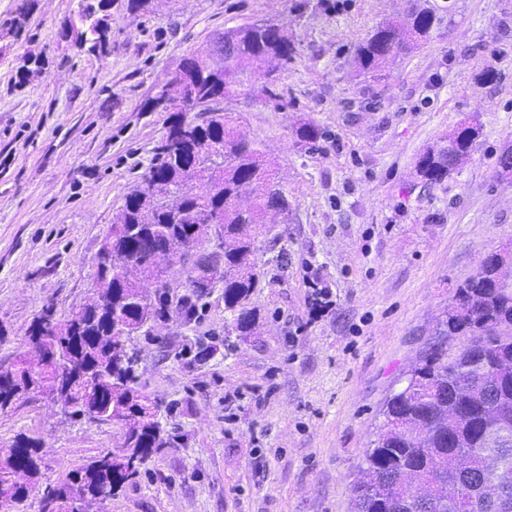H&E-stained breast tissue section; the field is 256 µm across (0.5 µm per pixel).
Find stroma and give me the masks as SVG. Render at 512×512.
<instances>
[{
  "label": "stroma",
  "mask_w": 512,
  "mask_h": 512,
  "mask_svg": "<svg viewBox=\"0 0 512 512\" xmlns=\"http://www.w3.org/2000/svg\"><path fill=\"white\" fill-rule=\"evenodd\" d=\"M447 3L416 49L364 75L356 46L412 0H152L139 16L114 0L96 52L60 36L79 0H0V368L44 308L63 321L87 303L100 242L167 132L152 100L183 60L260 21L297 47L288 65L254 62L224 102L288 192L290 215L266 219L285 273L252 295V336H225L217 287L194 321L172 311L135 337L172 440L90 512H353L364 452L437 318L484 255L512 254V178L495 175L512 145V0ZM465 121L479 128L467 163L424 181L420 158ZM200 343L216 354L184 356ZM20 435L42 474L24 512L120 442L40 393L0 412V450Z\"/></svg>",
  "instance_id": "35a3bbf8"
}]
</instances>
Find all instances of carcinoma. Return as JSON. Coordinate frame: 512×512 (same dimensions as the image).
<instances>
[{
  "instance_id": "1",
  "label": "carcinoma",
  "mask_w": 512,
  "mask_h": 512,
  "mask_svg": "<svg viewBox=\"0 0 512 512\" xmlns=\"http://www.w3.org/2000/svg\"><path fill=\"white\" fill-rule=\"evenodd\" d=\"M110 0H81L77 26L104 18ZM448 7L424 0L405 23L378 26L357 47L355 63L373 71L415 49L443 20ZM230 46L216 63L198 52L192 70L181 68L172 81L190 79L191 89L168 118L172 131L187 121L193 125L183 152L175 154L163 138L154 149L141 181L126 195L105 238H114L112 267L127 278H112V291L99 304H88L83 322L66 321L57 328L43 322L54 309L42 310L28 330L29 349L10 369H0V410L22 399L36 381L49 395L67 390L63 405L73 418L96 413L99 423H120L128 417L140 429L128 435L120 455L102 452L70 470L42 498L41 512H72L75 501H94L112 495L137 479L152 454L165 444L159 421L160 406L141 391L138 359L118 349L112 326L121 321L141 327L144 311L155 318L168 313L172 301L166 276L159 277L155 299L143 300L135 279L152 269L141 252L148 238L164 247L175 242L182 250L180 265L190 293L176 305L192 320L198 303L216 284L205 258L195 249L207 236L205 225L220 219L224 240V308L232 315L228 333L248 336L256 322L250 296L263 287L268 271L258 264L256 230L273 205L291 208L288 194L275 182L258 143L240 130L229 113H214L234 86L250 77L248 65L259 58L288 62L296 53L288 28L275 33L257 23L229 29ZM479 128L467 122L448 136V146L433 149L419 161L420 175L442 181L466 162ZM217 172L220 188L195 196L181 191L192 163ZM254 192L251 205L240 206L242 190ZM439 340L420 357L406 386L393 394L383 411L381 432L367 449L363 472L367 478L354 487L355 512H512V482L493 489L481 479V462L497 456L512 474V287L496 281L495 268L481 265L457 289L455 303L439 320ZM465 337L455 352L445 340ZM19 455L0 459V510L17 508L30 486L13 481L15 465L35 481L40 476L37 442L19 437Z\"/></svg>"
}]
</instances>
